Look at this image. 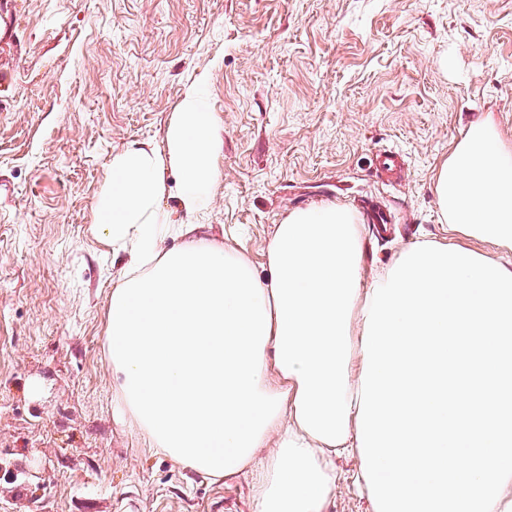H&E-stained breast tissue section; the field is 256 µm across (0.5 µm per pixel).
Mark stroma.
Listing matches in <instances>:
<instances>
[{"instance_id":"stroma-1","label":"stroma","mask_w":512,"mask_h":512,"mask_svg":"<svg viewBox=\"0 0 512 512\" xmlns=\"http://www.w3.org/2000/svg\"><path fill=\"white\" fill-rule=\"evenodd\" d=\"M204 71L224 134L196 236L260 271L322 203L391 214L363 227L369 274L443 241L439 164L480 119L512 145V0H0V512H257L252 472L210 481L113 412L124 261L97 195L115 154L164 148ZM335 464L328 512H369L359 456Z\"/></svg>"}]
</instances>
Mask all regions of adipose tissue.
<instances>
[{"instance_id":"adipose-tissue-1","label":"adipose tissue","mask_w":512,"mask_h":512,"mask_svg":"<svg viewBox=\"0 0 512 512\" xmlns=\"http://www.w3.org/2000/svg\"><path fill=\"white\" fill-rule=\"evenodd\" d=\"M200 74L166 147L113 156L98 230L127 258L108 313L119 413L216 480L256 468L258 512H327L354 448L371 512H512V262L420 242L366 279L359 218L326 203L276 225L268 274L191 240L161 206H209L222 127ZM434 191L449 236L512 254V146L471 125ZM172 236L185 237L167 250ZM278 432L276 455L255 451ZM465 478L448 479L449 468Z\"/></svg>"}]
</instances>
